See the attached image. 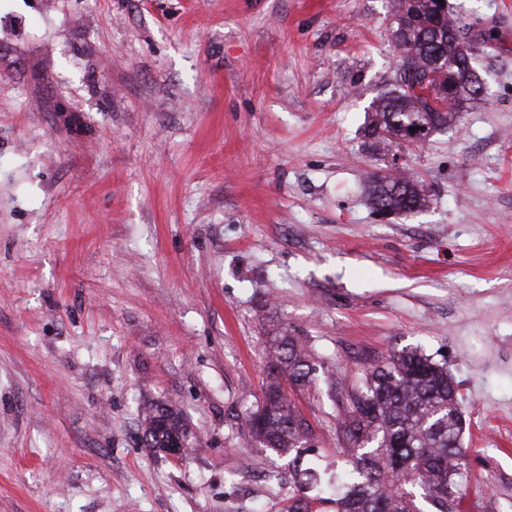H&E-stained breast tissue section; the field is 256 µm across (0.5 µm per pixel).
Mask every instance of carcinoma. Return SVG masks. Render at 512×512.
Wrapping results in <instances>:
<instances>
[{
	"label": "carcinoma",
	"mask_w": 512,
	"mask_h": 512,
	"mask_svg": "<svg viewBox=\"0 0 512 512\" xmlns=\"http://www.w3.org/2000/svg\"><path fill=\"white\" fill-rule=\"evenodd\" d=\"M464 24L448 19L438 0H400L394 38L400 64L397 86L372 106L368 135L393 144L408 125L425 124L429 132L454 125L457 112L483 94L471 64L457 57L455 35ZM453 62L460 81L441 110L429 108L427 86L410 82L412 72ZM373 210L394 215L426 207L421 183L391 169L376 172L367 187ZM272 364L289 383L313 381L315 368L307 350L284 330L272 339ZM361 383L336 387L341 395L345 444L342 469L311 467L304 456L313 443L308 420L292 405L281 383L262 392L260 404L245 418L248 436L265 451L288 461L292 486L288 512H422L410 489L418 491L427 512H460L466 494L460 449L463 421L457 391L448 370L419 350H403L364 366ZM151 448L179 438L183 456L193 441L179 413L157 405L142 418Z\"/></svg>",
	"instance_id": "carcinoma-1"
}]
</instances>
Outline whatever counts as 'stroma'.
<instances>
[{"label":"stroma","mask_w":512,"mask_h":512,"mask_svg":"<svg viewBox=\"0 0 512 512\" xmlns=\"http://www.w3.org/2000/svg\"><path fill=\"white\" fill-rule=\"evenodd\" d=\"M448 0L485 89L379 152L397 0H0V512H285L247 446L287 327L288 397L339 443L329 379L417 348L465 419L462 512H512V8ZM424 210L366 205L374 169ZM201 450L148 448L146 406ZM279 335L272 339L270 347L269 357L272 364L293 385L304 386L311 383L316 369L311 364L310 354L294 336H289L287 328Z\"/></svg>","instance_id":"1"}]
</instances>
